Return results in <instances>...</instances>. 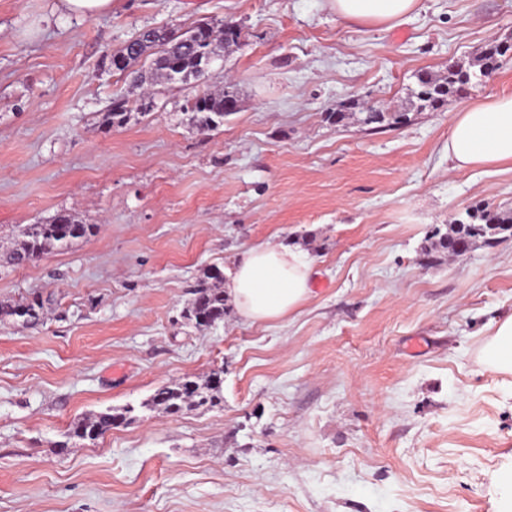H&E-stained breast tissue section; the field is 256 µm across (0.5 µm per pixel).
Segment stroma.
I'll list each match as a JSON object with an SVG mask.
<instances>
[{
  "instance_id": "35a3bbf8",
  "label": "stroma",
  "mask_w": 512,
  "mask_h": 512,
  "mask_svg": "<svg viewBox=\"0 0 512 512\" xmlns=\"http://www.w3.org/2000/svg\"><path fill=\"white\" fill-rule=\"evenodd\" d=\"M0 0V246L66 210L92 236L0 266V302L51 298L44 326L0 322V512H512V375L480 362L512 317V239L422 260L467 212L512 210V169L448 163L461 105L512 92V53L438 108L421 74L477 71L512 43V0H421L399 26L342 22L329 0H112L77 18ZM232 21L214 79L239 110L189 129L204 83H137L111 65L138 31ZM149 114L104 132L112 100ZM355 99L399 124H340ZM298 247L312 293L294 315L179 325L207 269ZM224 370V405L170 416L159 386ZM132 406L95 444L71 422Z\"/></svg>"
}]
</instances>
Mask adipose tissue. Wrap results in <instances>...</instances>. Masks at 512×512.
<instances>
[{"mask_svg":"<svg viewBox=\"0 0 512 512\" xmlns=\"http://www.w3.org/2000/svg\"><path fill=\"white\" fill-rule=\"evenodd\" d=\"M421 0H330L344 22L364 27L396 26ZM448 159L454 169H495L512 165V93H502L457 110L448 131ZM311 260L284 244L262 243L246 249L233 271L228 293L251 322L283 319L311 295ZM483 364L512 373V317L497 323L486 344Z\"/></svg>","mask_w":512,"mask_h":512,"instance_id":"1","label":"adipose tissue"}]
</instances>
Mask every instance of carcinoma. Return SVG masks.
Masks as SVG:
<instances>
[{"mask_svg": "<svg viewBox=\"0 0 512 512\" xmlns=\"http://www.w3.org/2000/svg\"><path fill=\"white\" fill-rule=\"evenodd\" d=\"M241 30L236 25L224 23L220 29L209 24H199L180 36H171L167 32L151 28L140 31L126 41L112 55L115 70L123 73L142 58L155 56L154 68L150 75L137 76L140 83L148 79L164 84L188 85L203 78L201 67L219 57L217 40L224 41L228 48L240 42ZM471 82V74L453 66L439 78L429 74L419 77L415 96L419 109L434 108L450 92H460ZM237 101L234 92L221 89L202 97L195 96L184 106L191 113V122L196 132L207 135L224 124V116L229 114L228 104ZM128 102L116 99L107 112L103 113L101 125L110 130L121 127L131 119ZM96 225L84 224L73 215L61 211L41 224H20L11 246L0 254V262L18 266L25 260H34L54 250L68 246L71 242L84 238L94 232ZM512 236V213L476 214L474 220L453 225L451 233L438 235L424 248V255L432 257L434 252L443 249L457 251L460 244H474L481 241L488 247L499 243V238ZM220 275L210 272L194 286L191 304L185 311V318L195 323V327L211 325L224 321L230 313L229 298L224 289L213 284ZM11 317L27 329L42 326L46 319L44 300L37 294L23 297L12 304H0V318ZM224 371L217 369L203 381L190 377L167 383L155 390L149 399L142 402L141 408L153 410L162 408L170 414L178 415L185 411H209L224 402ZM132 407L108 408L76 419L65 433L66 440L54 443V447L65 449L69 442L79 441L96 443L112 429L128 420Z\"/></svg>", "mask_w": 512, "mask_h": 512, "instance_id": "cac0c4a2", "label": "carcinoma"}]
</instances>
